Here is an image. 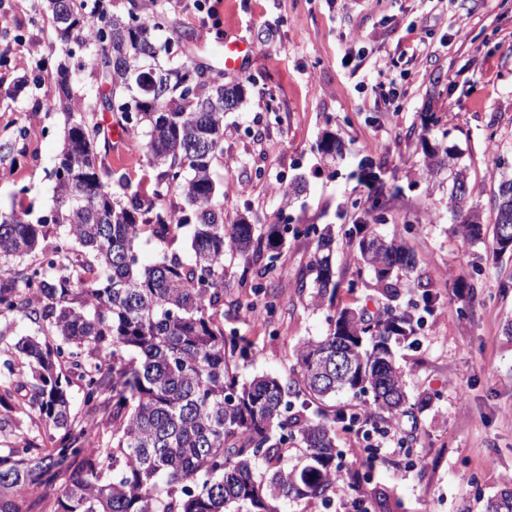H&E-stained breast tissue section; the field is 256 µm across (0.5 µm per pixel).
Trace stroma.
Masks as SVG:
<instances>
[{
    "instance_id": "35a3bbf8",
    "label": "stroma",
    "mask_w": 512,
    "mask_h": 512,
    "mask_svg": "<svg viewBox=\"0 0 512 512\" xmlns=\"http://www.w3.org/2000/svg\"><path fill=\"white\" fill-rule=\"evenodd\" d=\"M37 3L0 0V29L11 33L0 37V209L36 218L54 206L51 172L65 137L62 113L16 90L36 70L51 84L62 52L53 29L29 27ZM152 8L185 34L183 59L247 89L224 117V154L212 165L225 223L294 229L279 250L272 324L236 307L250 297L243 258L227 268L224 328L256 354L242 378L289 375L296 346L325 336L328 316L343 308L377 314L389 303L343 236L374 191L361 168L390 194L374 233L402 240L414 256L389 304L401 312L422 292L432 296L414 334L395 345L408 395L400 447L376 449L362 466V443L337 425L341 471L329 501L291 502L285 512H354L355 499L380 488L400 500L398 512H485L512 478V254H498L489 231L465 243L453 212L477 211L489 228L501 179L512 175V0H208L202 9L194 0H154ZM463 17L468 35L460 39ZM227 35L257 54L243 72L224 70ZM327 132L342 149L333 163L317 150ZM439 144L466 167L463 202L450 194L448 168L426 167V150ZM105 162L149 189L153 171L138 144L110 147ZM299 176L305 191L282 198L279 184ZM309 224L335 239L331 306H312L296 288L316 254L315 239L301 232Z\"/></svg>"
}]
</instances>
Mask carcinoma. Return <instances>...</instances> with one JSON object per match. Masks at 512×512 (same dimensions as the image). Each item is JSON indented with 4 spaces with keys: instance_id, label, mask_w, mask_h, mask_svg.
<instances>
[{
    "instance_id": "1",
    "label": "carcinoma",
    "mask_w": 512,
    "mask_h": 512,
    "mask_svg": "<svg viewBox=\"0 0 512 512\" xmlns=\"http://www.w3.org/2000/svg\"><path fill=\"white\" fill-rule=\"evenodd\" d=\"M31 23H48L72 59L92 56L101 107L140 139L156 171L151 192L131 189L99 161L105 129L86 116L70 64L56 67L45 109L67 115L64 147L53 169L55 204L33 221L28 211H0V512H31L30 496L61 481L48 512H281L290 499L329 500L340 465L336 395L372 394V426L403 413L407 395L390 342L412 331L407 313L387 308L374 320L345 308L328 334L295 351L293 377L239 381L233 358L251 344L224 334L226 262L243 256L242 284L254 300L245 312L270 323L278 306V244L288 225L256 228L224 223L212 164L224 154V100L244 101L237 83L220 84L181 60L163 14L138 0L125 12L102 0H43ZM109 31L136 54H156L164 89L157 103L113 64ZM204 140L205 152L192 146ZM179 196L182 207H167ZM363 221L348 230L359 261L374 272L389 301L412 256L396 240L381 241ZM464 239L482 235L479 217L465 215ZM512 232V179L498 189L493 241ZM317 249L331 231L310 224ZM158 246L140 267L137 241ZM315 306L334 299L330 256L315 257ZM29 333L17 334L18 324ZM348 352L354 372L343 387L319 369ZM96 432L95 441L90 433ZM303 448L288 467V441ZM486 512H512V488Z\"/></svg>"
}]
</instances>
